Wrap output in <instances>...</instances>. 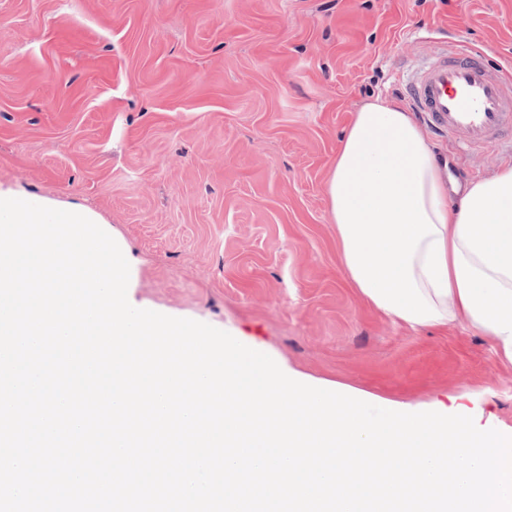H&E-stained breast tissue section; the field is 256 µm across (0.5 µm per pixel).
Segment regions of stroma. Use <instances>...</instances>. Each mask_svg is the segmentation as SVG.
<instances>
[{
	"label": "stroma",
	"mask_w": 512,
	"mask_h": 512,
	"mask_svg": "<svg viewBox=\"0 0 512 512\" xmlns=\"http://www.w3.org/2000/svg\"><path fill=\"white\" fill-rule=\"evenodd\" d=\"M512 67V0H0V188L95 212L139 308L224 330L375 406L512 428V364L344 276L325 196L353 112L460 46ZM458 181L512 141L432 138Z\"/></svg>",
	"instance_id": "35a3bbf8"
}]
</instances>
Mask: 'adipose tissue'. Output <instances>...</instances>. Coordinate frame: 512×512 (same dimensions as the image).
Returning a JSON list of instances; mask_svg holds the SVG:
<instances>
[{
	"mask_svg": "<svg viewBox=\"0 0 512 512\" xmlns=\"http://www.w3.org/2000/svg\"><path fill=\"white\" fill-rule=\"evenodd\" d=\"M340 261L411 329L466 320L512 362V166L448 201V168L398 102L361 105L326 182Z\"/></svg>",
	"mask_w": 512,
	"mask_h": 512,
	"instance_id": "obj_1",
	"label": "adipose tissue"
}]
</instances>
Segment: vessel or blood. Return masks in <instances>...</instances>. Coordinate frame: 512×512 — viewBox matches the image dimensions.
<instances>
[{"mask_svg": "<svg viewBox=\"0 0 512 512\" xmlns=\"http://www.w3.org/2000/svg\"><path fill=\"white\" fill-rule=\"evenodd\" d=\"M415 111L439 135L475 149L512 132V73L488 68L479 52H459L429 65L406 86Z\"/></svg>", "mask_w": 512, "mask_h": 512, "instance_id": "obj_1", "label": "vessel or blood"}]
</instances>
